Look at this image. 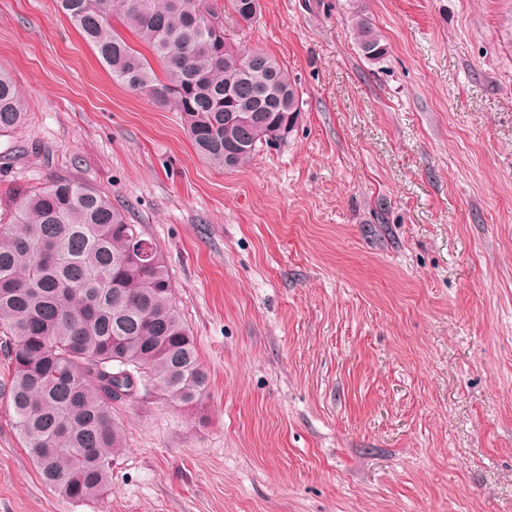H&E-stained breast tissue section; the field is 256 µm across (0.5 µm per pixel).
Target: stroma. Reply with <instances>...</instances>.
Listing matches in <instances>:
<instances>
[{
  "label": "stroma",
  "instance_id": "1",
  "mask_svg": "<svg viewBox=\"0 0 512 512\" xmlns=\"http://www.w3.org/2000/svg\"><path fill=\"white\" fill-rule=\"evenodd\" d=\"M386 47L366 59L350 16ZM299 125L212 168L54 0H0V211L70 177L160 248L207 376L116 402L110 490L45 486L0 335V512H512V0H263ZM26 112V99L12 74L0 69V133H7L21 126Z\"/></svg>",
  "mask_w": 512,
  "mask_h": 512
}]
</instances>
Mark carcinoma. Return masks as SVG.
Instances as JSON below:
<instances>
[{"instance_id":"carcinoma-1","label":"carcinoma","mask_w":512,"mask_h":512,"mask_svg":"<svg viewBox=\"0 0 512 512\" xmlns=\"http://www.w3.org/2000/svg\"><path fill=\"white\" fill-rule=\"evenodd\" d=\"M226 0L237 23L256 17ZM97 50L115 83L181 113L196 151L217 170L249 161L263 139L290 125L302 94L273 55L244 51L212 25V0H56ZM119 21L162 64L114 30ZM363 55L386 53L366 14L351 15ZM251 59L268 88L235 68ZM27 102L0 69V133L25 120ZM0 333L11 337L10 401L42 481L70 499L108 492L112 458L125 448L102 381L131 371L175 400L201 394L207 376L173 296L163 257L139 225L98 191L59 178L0 217Z\"/></svg>"}]
</instances>
